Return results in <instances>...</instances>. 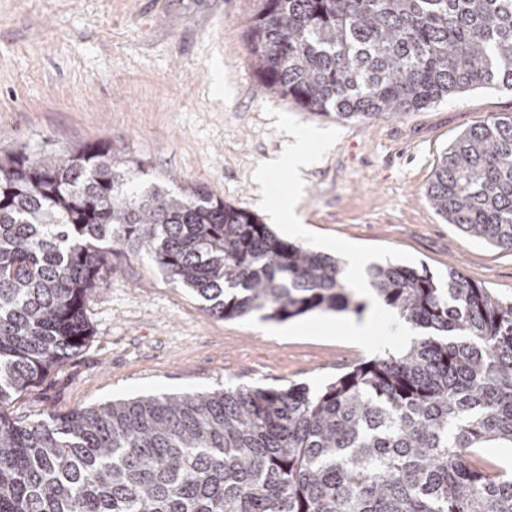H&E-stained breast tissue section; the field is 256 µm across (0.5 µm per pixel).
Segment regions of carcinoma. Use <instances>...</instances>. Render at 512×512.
I'll use <instances>...</instances> for the list:
<instances>
[{
	"label": "carcinoma",
	"instance_id": "obj_1",
	"mask_svg": "<svg viewBox=\"0 0 512 512\" xmlns=\"http://www.w3.org/2000/svg\"><path fill=\"white\" fill-rule=\"evenodd\" d=\"M270 95L341 120L512 91V0H262ZM109 145L0 157V406L82 347L84 301L127 248L224 318L359 313L340 260L201 188L134 184ZM464 234L512 251V115L459 134L427 188ZM418 338L305 383L145 395L0 416V512H512V295L373 265Z\"/></svg>",
	"mask_w": 512,
	"mask_h": 512
}]
</instances>
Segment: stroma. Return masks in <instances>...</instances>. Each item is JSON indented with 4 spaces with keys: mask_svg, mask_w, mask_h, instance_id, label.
I'll return each instance as SVG.
<instances>
[{
    "mask_svg": "<svg viewBox=\"0 0 512 512\" xmlns=\"http://www.w3.org/2000/svg\"><path fill=\"white\" fill-rule=\"evenodd\" d=\"M259 0H0V155L106 143L144 177L201 187L262 216L253 173L290 137L265 108L338 128L303 175L297 213L310 231L402 249L435 280L449 267L512 294V251L463 235L426 188L463 131L512 113V92L478 89L397 120L341 121L271 96L247 47ZM84 346L0 406L33 421L112 399L226 385L320 388L371 360L333 340L283 339L259 315L226 319L124 250L85 298Z\"/></svg>",
    "mask_w": 512,
    "mask_h": 512,
    "instance_id": "1",
    "label": "stroma"
}]
</instances>
